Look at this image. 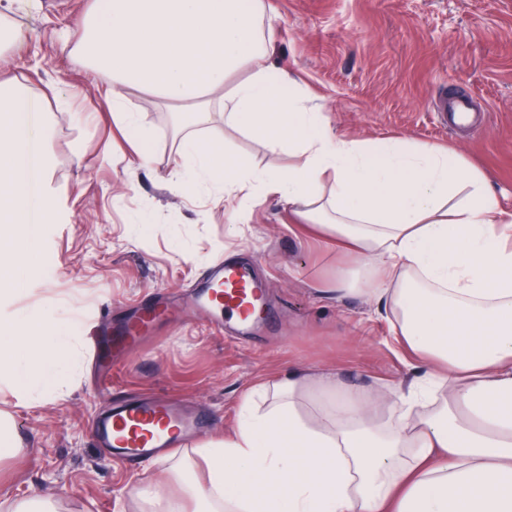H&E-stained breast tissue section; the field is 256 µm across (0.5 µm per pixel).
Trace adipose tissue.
Segmentation results:
<instances>
[{
	"label": "adipose tissue",
	"mask_w": 512,
	"mask_h": 512,
	"mask_svg": "<svg viewBox=\"0 0 512 512\" xmlns=\"http://www.w3.org/2000/svg\"><path fill=\"white\" fill-rule=\"evenodd\" d=\"M264 0H91L74 50L107 89L115 122L151 159L140 92L170 112L179 164L221 200L283 199L296 222L346 247L329 290L377 300L420 370L408 391H374L331 371L290 369L243 398L234 434L198 448L205 482L175 468L129 494L150 512H512V216L485 174L447 148L335 134L317 106L285 95L265 64ZM30 36L0 13V240L63 219L49 190L51 111L10 66ZM224 124L287 147L259 171L196 129ZM42 324H0V364L21 391L58 389L74 347Z\"/></svg>",
	"instance_id": "ef3b65f1"
}]
</instances>
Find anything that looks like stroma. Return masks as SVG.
Instances as JSON below:
<instances>
[{"label": "stroma", "mask_w": 512, "mask_h": 512, "mask_svg": "<svg viewBox=\"0 0 512 512\" xmlns=\"http://www.w3.org/2000/svg\"><path fill=\"white\" fill-rule=\"evenodd\" d=\"M276 30L274 68L318 106L335 133L362 141L394 137L449 148L484 172L512 213V0H269ZM90 0H15L13 21L42 58L35 90L55 82L78 109L53 115L50 192L69 220L42 224L30 263L18 268V295L0 301V322L41 319L48 326L102 312L119 319L142 295L203 287L220 260L249 264L264 284L267 314L246 340L211 331L195 314L158 324L112 370L122 399H184L209 426L197 443L231 434L252 385L293 367L336 370L366 387L406 386L417 375L385 313L364 296L323 285L349 258L335 243L294 224L270 197L217 205L207 187L177 188V145L169 115L134 96L139 120L155 129L152 157L140 166L110 104L63 33L77 34ZM470 94L478 130L435 111L449 94ZM229 156L260 169L287 168V150L270 149L223 118L201 130ZM94 388L90 345L70 358L51 394L19 395L0 377V410L10 413L19 457L0 462V495L50 501L54 512H139L130 488L190 453L128 467L103 457L90 420L107 409Z\"/></svg>", "instance_id": "stroma-1"}]
</instances>
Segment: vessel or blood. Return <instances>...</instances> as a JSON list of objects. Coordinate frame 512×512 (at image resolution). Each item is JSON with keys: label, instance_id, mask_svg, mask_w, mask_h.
Returning a JSON list of instances; mask_svg holds the SVG:
<instances>
[{"label": "vessel or blood", "instance_id": "obj_1", "mask_svg": "<svg viewBox=\"0 0 512 512\" xmlns=\"http://www.w3.org/2000/svg\"><path fill=\"white\" fill-rule=\"evenodd\" d=\"M214 278V283L197 293L190 305L210 314L212 330L220 333L224 330L225 317L248 315L254 302L260 301L263 286L230 263L220 266ZM171 313V308L158 306L152 296H145L139 316L118 328L122 343L135 347L159 317ZM204 426L202 418L158 398L116 403L111 410L95 416L92 432L97 444L107 448L109 455L136 465L159 456L171 448L175 440L187 439Z\"/></svg>", "mask_w": 512, "mask_h": 512}]
</instances>
